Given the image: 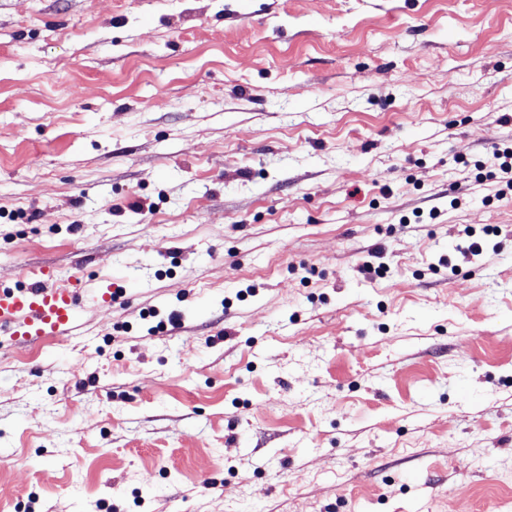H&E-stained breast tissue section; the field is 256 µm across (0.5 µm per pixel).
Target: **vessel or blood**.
I'll return each mask as SVG.
<instances>
[{"mask_svg":"<svg viewBox=\"0 0 512 512\" xmlns=\"http://www.w3.org/2000/svg\"><path fill=\"white\" fill-rule=\"evenodd\" d=\"M86 286L83 275L76 272L64 287L44 280L18 289L0 287V330L26 342L75 334L78 296Z\"/></svg>","mask_w":512,"mask_h":512,"instance_id":"obj_1","label":"vessel or blood"}]
</instances>
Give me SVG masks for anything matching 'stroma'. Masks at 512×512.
Returning <instances> with one entry per match:
<instances>
[{"label":"stroma","instance_id":"obj_1","mask_svg":"<svg viewBox=\"0 0 512 512\" xmlns=\"http://www.w3.org/2000/svg\"><path fill=\"white\" fill-rule=\"evenodd\" d=\"M510 142L512 0H0V512H512ZM491 159V169L487 174L500 185L498 198L512 197V145L494 146ZM87 288L80 272L68 285L38 280L18 289L0 287V330L25 342L44 336H71L79 329L78 296Z\"/></svg>","mask_w":512,"mask_h":512}]
</instances>
